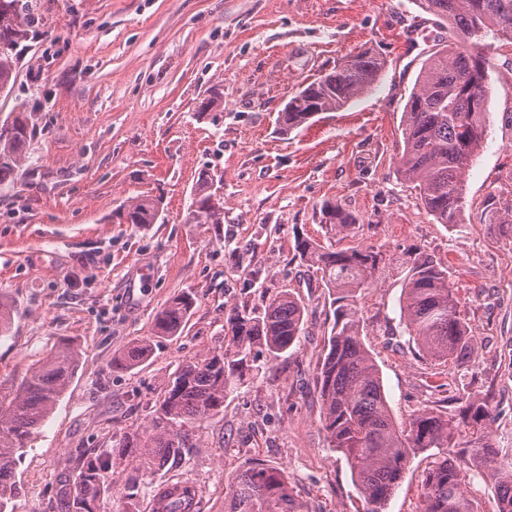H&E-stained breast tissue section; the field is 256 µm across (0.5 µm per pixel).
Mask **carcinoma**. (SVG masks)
<instances>
[{
  "label": "carcinoma",
  "instance_id": "carcinoma-1",
  "mask_svg": "<svg viewBox=\"0 0 512 512\" xmlns=\"http://www.w3.org/2000/svg\"><path fill=\"white\" fill-rule=\"evenodd\" d=\"M418 7L446 25L456 42L443 45L424 61L405 104L399 170L416 184L421 202L439 224L463 223L464 176L486 131L490 63L487 39L512 45V0H416ZM22 16V0H0V95L12 93L24 43L35 36ZM384 61L365 51L351 67L336 66L308 83L303 94L288 100L278 116L280 129L290 131L312 119V110L335 112L365 93L381 76ZM36 134L32 113L20 102L0 117V191L12 187L15 172L30 158ZM213 178L200 174L194 190L195 224L224 223V204L211 198ZM163 198L140 195L112 213L115 224L147 226L159 221ZM323 215L331 229L343 234L356 216L326 204ZM480 223L512 234V212L500 198L486 197ZM295 256L320 274L331 298L333 325L318 363L315 390L321 402V426L328 447L346 459L354 483L383 512L417 454L438 449L422 484L418 512H476L464 494L465 464L484 470L496 485V512H512V463L505 466L485 432L486 405L465 397L460 413L422 410L405 427L391 413L381 370L363 342L362 291L379 284L390 267L382 247L357 245L338 249L315 239L295 241ZM402 279L400 324L419 353L439 365L461 367L476 360L473 337L459 313V297L448 268L424 253L396 261ZM193 297L184 293L157 311L155 332L174 336L185 325ZM306 307L283 291L260 309L233 307L224 321V345L183 361L155 401L147 425L113 436L112 447L82 458L75 493L64 512H95L112 489L115 469L160 465L182 455L189 442L186 426L201 423L224 409L229 392L247 383L260 368L295 348L302 334ZM16 308L0 295V337L12 325ZM151 351L148 338L138 339L115 361L131 368ZM81 357L80 346L62 341L29 370L9 398L0 396V512H15L16 465L33 432L68 389ZM473 435L459 448L462 428ZM157 512H199L196 487L187 481L149 489ZM224 512H303L282 470L256 463L235 473L225 488Z\"/></svg>",
  "mask_w": 512,
  "mask_h": 512
}]
</instances>
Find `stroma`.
<instances>
[{
  "label": "stroma",
  "mask_w": 512,
  "mask_h": 512,
  "mask_svg": "<svg viewBox=\"0 0 512 512\" xmlns=\"http://www.w3.org/2000/svg\"><path fill=\"white\" fill-rule=\"evenodd\" d=\"M29 14L38 36L22 51L14 92L0 97V113L26 101L36 126L31 161L0 192V294L18 308L0 338V393L60 340L82 356L17 465L16 512H59L81 457L143 425L176 366L223 345L231 307H260L283 289L306 306L298 347L229 394L181 461L141 479L191 481L201 512H224L228 478L262 462L284 469L304 512H367L320 425L314 376L333 309L294 256L299 237L417 250L447 267L476 340L469 373L430 363L398 333L395 276L361 296L364 340L398 423L426 408L454 412L447 386L461 378L488 405L500 458L512 459V238L479 221L489 194L512 206V50H486L488 132L453 226L434 221L398 170L408 95L438 41L452 39L429 24L426 44L401 58L409 29L427 18L413 0H30ZM365 50L386 62L367 92L281 132L277 115L300 85ZM216 89L223 110L199 112ZM204 171L223 180L217 229L190 221ZM146 194L163 199L158 223H113V210ZM326 202L356 216V228L336 235ZM143 264L154 270L145 285ZM185 292L195 304L181 332L155 335L157 310ZM142 337L149 357L116 369ZM431 462L414 458L384 512H416Z\"/></svg>",
  "instance_id": "obj_1"
}]
</instances>
